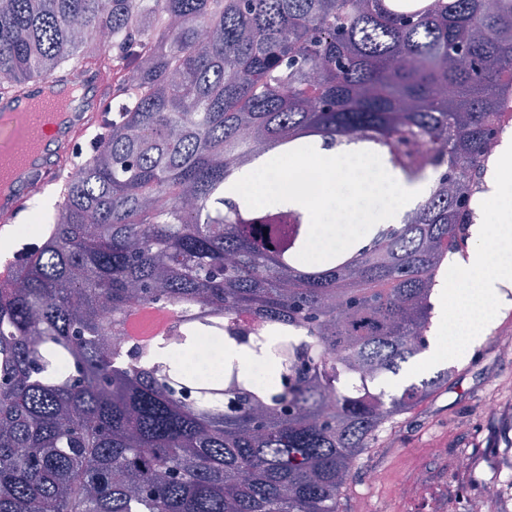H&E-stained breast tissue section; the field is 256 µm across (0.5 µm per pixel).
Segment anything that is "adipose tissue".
<instances>
[{
	"instance_id": "obj_1",
	"label": "adipose tissue",
	"mask_w": 512,
	"mask_h": 512,
	"mask_svg": "<svg viewBox=\"0 0 512 512\" xmlns=\"http://www.w3.org/2000/svg\"><path fill=\"white\" fill-rule=\"evenodd\" d=\"M494 192L504 203L498 223L479 224L474 229L478 241L469 265L463 270H449L446 284L455 308L453 328L442 342L449 358L462 357L470 337L480 335L494 319L489 306L500 298L501 285L512 282V254L492 251L490 236L512 237V158L504 157L494 184Z\"/></svg>"
}]
</instances>
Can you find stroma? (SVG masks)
I'll return each mask as SVG.
<instances>
[{
	"instance_id": "35a3bbf8",
	"label": "stroma",
	"mask_w": 512,
	"mask_h": 512,
	"mask_svg": "<svg viewBox=\"0 0 512 512\" xmlns=\"http://www.w3.org/2000/svg\"><path fill=\"white\" fill-rule=\"evenodd\" d=\"M498 339L492 328H485L469 345L468 355L460 360L432 357L423 352L401 364L397 373L386 374L377 386L395 394L405 386L447 371L448 381L411 409L395 415L386 424L392 432L393 447L371 441L356 458L351 478L343 490L338 512H360L364 498H371L379 512H422L403 487L409 473L428 471L432 479L448 484L450 501L459 494L489 495L491 512H512L504 506L492 484L471 483L467 474L454 468L457 456L468 455L475 470L496 471L501 460L496 448L512 439V361L500 358ZM500 404L496 413L484 410L486 401ZM443 456H436V449ZM372 471L374 480L364 483L361 474Z\"/></svg>"
}]
</instances>
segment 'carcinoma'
<instances>
[{
  "mask_svg": "<svg viewBox=\"0 0 512 512\" xmlns=\"http://www.w3.org/2000/svg\"><path fill=\"white\" fill-rule=\"evenodd\" d=\"M102 68L87 160L23 217L41 247L0 288V512H337L362 449L448 380L388 395L358 367L395 374L427 348L439 257L468 234L451 186L512 88V0L411 16L383 0H0V98ZM350 130L410 183L444 169L446 190L347 263H298L304 208L272 205L293 224L279 247L224 185L255 140ZM414 140L433 153L407 154ZM136 302L176 310L172 329L219 314L304 341L276 342L259 389L204 387L159 360L165 338H130Z\"/></svg>",
  "mask_w": 512,
  "mask_h": 512,
  "instance_id": "carcinoma-1",
  "label": "carcinoma"
}]
</instances>
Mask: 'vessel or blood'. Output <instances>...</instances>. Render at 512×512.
<instances>
[{"label": "vessel or blood", "mask_w": 512, "mask_h": 512, "mask_svg": "<svg viewBox=\"0 0 512 512\" xmlns=\"http://www.w3.org/2000/svg\"><path fill=\"white\" fill-rule=\"evenodd\" d=\"M68 97V88L50 80L0 103V157L35 167L29 178L12 180L0 197V212L23 214L34 198L50 195L61 179L75 172L82 154L74 144L103 101L94 99L77 112Z\"/></svg>", "instance_id": "vessel-or-blood-1"}]
</instances>
